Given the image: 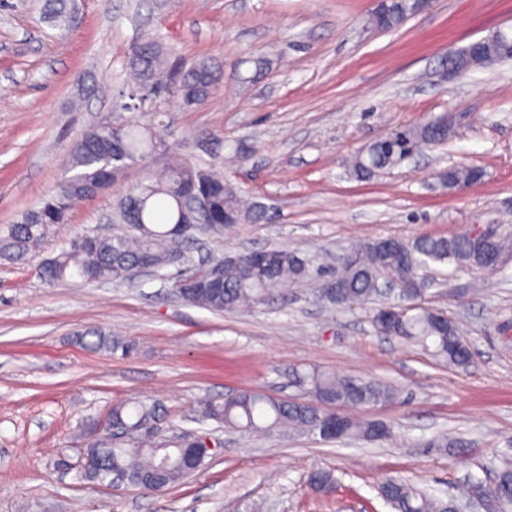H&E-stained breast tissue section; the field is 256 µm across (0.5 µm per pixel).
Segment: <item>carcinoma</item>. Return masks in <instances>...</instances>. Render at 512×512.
Here are the masks:
<instances>
[{"instance_id": "carcinoma-1", "label": "carcinoma", "mask_w": 512, "mask_h": 512, "mask_svg": "<svg viewBox=\"0 0 512 512\" xmlns=\"http://www.w3.org/2000/svg\"><path fill=\"white\" fill-rule=\"evenodd\" d=\"M412 13L413 0H387L369 24L390 31L402 26ZM42 15L61 30L78 25L70 0H44ZM221 77L214 59L187 58L158 35L133 44L113 102L115 110L127 116L112 124L89 127L73 140L67 169L55 189L0 232V259L18 261L37 252L50 230L66 223L77 204L106 191L124 170L147 155L167 150L157 134L155 117L167 111L174 99L186 109L203 105ZM447 139L448 128L441 126L438 118L392 132L360 150L351 161V172L360 181L369 180L398 166L411 152ZM472 177L473 169L458 166L450 175H437L439 184L450 191L470 183ZM266 211L262 203L246 198L219 167L200 165L176 153L165 169L144 172L113 204L111 223L122 226L121 230L88 229L77 235L43 266L44 279L55 284L81 279L91 270L99 281H123L142 263L158 271L176 268L183 244L199 235L218 237L224 228L235 224L260 223L266 219ZM354 251L355 261L316 270L298 249L271 248L272 259L259 268L251 251L226 254L220 258V283H212V267L207 265L194 283L184 286L175 279L173 288L184 301L213 312L253 308L300 284L312 286L317 300L342 307L370 302L377 296L378 278L385 275L399 284L395 292L405 301L406 310L387 334L431 344L449 366L468 368L472 350L460 337L456 322L420 303L429 287L422 272L432 264L492 269L467 232L412 240H368ZM289 375L310 400L241 391L221 400H203L201 418L250 434L285 429L318 436L325 442H377L390 436V425L359 419L352 411L394 399L397 391L392 386L371 377L339 375L317 367H293ZM154 412L155 407L143 401H129L113 406L111 420L135 436ZM188 436L179 432L160 441L143 438L129 448L114 444L105 451V464L135 477H160L171 487L185 478L179 462L180 448ZM429 446L454 448L460 455L469 448L452 434L431 441ZM495 470L492 482L471 479L468 495L481 501L486 512H512V459L502 460ZM379 494L394 512H451L453 507V501L443 502L393 477L380 482Z\"/></svg>"}]
</instances>
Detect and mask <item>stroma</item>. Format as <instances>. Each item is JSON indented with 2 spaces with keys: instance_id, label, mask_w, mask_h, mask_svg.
Returning <instances> with one entry per match:
<instances>
[{
  "instance_id": "35a3bbf8",
  "label": "stroma",
  "mask_w": 512,
  "mask_h": 512,
  "mask_svg": "<svg viewBox=\"0 0 512 512\" xmlns=\"http://www.w3.org/2000/svg\"><path fill=\"white\" fill-rule=\"evenodd\" d=\"M79 25L44 21L40 0L0 7V228L49 194L70 142L115 120L112 96L131 45L162 35L189 58L223 71L202 106L171 103L158 127L168 145L220 164L268 220L238 224L192 251L194 262L272 247L300 248L327 267L356 243L447 236L473 227L512 236V64L447 76L448 56L504 25L512 0H432L402 27L368 23L380 0H72ZM455 116L446 142L370 180L348 164L399 127ZM148 155L103 194L79 203L41 251L0 264V512H391L378 493L393 476L437 497L460 498L468 475L491 479L512 456V261L496 273L435 265L426 305L462 325L474 361L457 369L420 345L378 334L368 308H332L304 288L247 311L187 305L170 281L55 285L44 259L105 223ZM482 169L453 192L436 175ZM100 331L130 354L79 340ZM315 366L394 385L364 418L392 427L378 443H330L275 431L256 437L198 422L206 397L253 390L304 400L288 370ZM143 399L160 436L203 430L216 452L183 482L157 493L81 478L86 437L113 406ZM442 433L471 442L467 457L432 448ZM318 470L336 485L309 484Z\"/></svg>"
}]
</instances>
